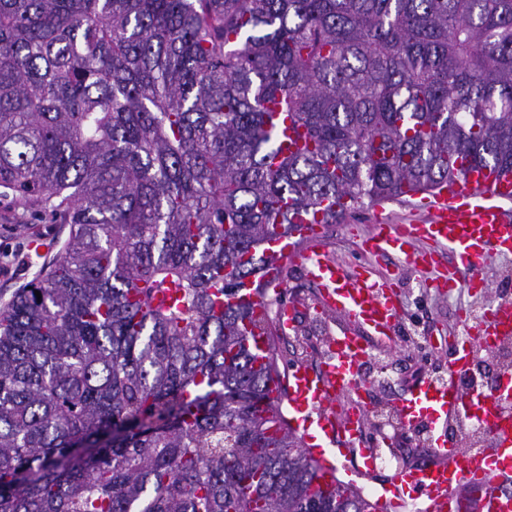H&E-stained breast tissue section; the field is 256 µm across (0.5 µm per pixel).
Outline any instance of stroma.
<instances>
[{
  "label": "stroma",
  "instance_id": "obj_1",
  "mask_svg": "<svg viewBox=\"0 0 512 512\" xmlns=\"http://www.w3.org/2000/svg\"><path fill=\"white\" fill-rule=\"evenodd\" d=\"M12 208L10 198L0 197V305L7 302L17 288L29 283L40 267L56 252L60 236L59 225L53 224L44 214L27 215L26 227L3 221V214ZM387 217L394 224L423 221L426 210L422 195L404 197L373 206H367L330 227L324 240L333 258L354 268L369 267L379 277L397 278L398 293L402 301L403 316L399 325L400 335L409 329H417L420 335L430 337L426 346L410 361L392 358L390 352H380L383 360H393L395 373L389 382H382V369L368 374L367 393L372 403L384 400L396 401L413 384L430 377L433 369H447L451 351L448 338L455 330L464 308L474 303H490L492 290L512 289V258H490L484 275L487 290H474L473 294H454L448 297L426 287L423 277L396 270L397 261L391 256H375L362 253L359 239L366 234L375 216ZM318 288L305 275L300 264L288 266V274L280 291L282 304L295 312L294 338H281L278 353L281 365L290 367L299 363L320 360L326 336L339 333L340 325L335 318H322L315 314L313 306Z\"/></svg>",
  "mask_w": 512,
  "mask_h": 512
}]
</instances>
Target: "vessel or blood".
<instances>
[{
    "mask_svg": "<svg viewBox=\"0 0 512 512\" xmlns=\"http://www.w3.org/2000/svg\"><path fill=\"white\" fill-rule=\"evenodd\" d=\"M278 142L282 152L294 151L298 138L285 113H277ZM512 173L467 167L464 175L425 202L427 218L420 224H392L380 217L360 242L362 251L398 255L403 270L428 273L437 265L436 247L451 250L456 262L446 275L432 280L438 291L482 288L481 272L492 255H512ZM339 207L335 199L322 202L301 217L291 235L268 239L266 253L276 263L264 270L263 282L282 285L283 264L298 262L318 288L320 312L347 322L348 328L331 337L319 366L296 365L286 378L273 381L271 401L286 400L304 427L346 449L348 435L368 423V401L361 395L367 381L360 367L372 348L397 346L402 318L399 299L389 282L372 279L365 268L348 269L335 261L321 235L327 212ZM251 310L245 323L246 344L256 364H266L269 339L259 324L266 318L265 301L253 288L234 297ZM489 326L498 341L512 340V303L494 304ZM479 334L464 326L454 337L456 356L448 366V379L439 384L425 379L413 385L395 403L403 430L424 429L430 461L395 471L389 490L400 498L419 502L423 512H512V371L500 373L495 391L483 397L466 391L460 377L479 348ZM492 428L488 448H466L448 440L447 427L474 421Z\"/></svg>",
    "mask_w": 512,
    "mask_h": 512,
    "instance_id": "vessel-or-blood-1",
    "label": "vessel or blood"
}]
</instances>
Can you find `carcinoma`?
I'll use <instances>...</instances> for the list:
<instances>
[{
	"mask_svg": "<svg viewBox=\"0 0 512 512\" xmlns=\"http://www.w3.org/2000/svg\"><path fill=\"white\" fill-rule=\"evenodd\" d=\"M463 161L512 171V0H0V193L69 226L0 307V512H379L313 490L280 318L257 369L212 289ZM273 121L278 128V142L281 154L294 151L298 144V138L291 121L288 120V116L284 112H278L273 117Z\"/></svg>",
	"mask_w": 512,
	"mask_h": 512,
	"instance_id": "obj_1",
	"label": "carcinoma"
}]
</instances>
